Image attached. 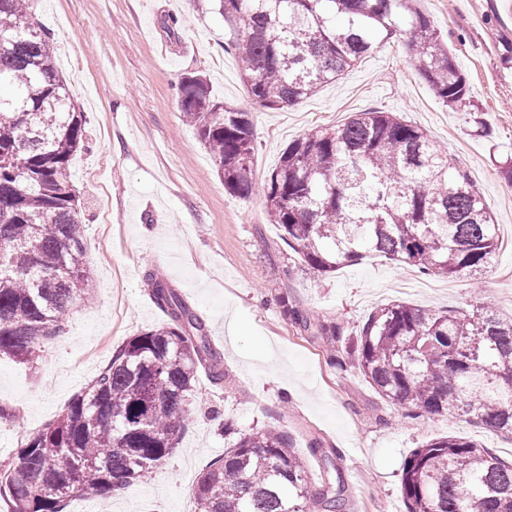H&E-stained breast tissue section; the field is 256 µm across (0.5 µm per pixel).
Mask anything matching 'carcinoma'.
<instances>
[{"label":"carcinoma","instance_id":"obj_1","mask_svg":"<svg viewBox=\"0 0 512 512\" xmlns=\"http://www.w3.org/2000/svg\"><path fill=\"white\" fill-rule=\"evenodd\" d=\"M34 0H0V356L40 357L90 295L84 216L70 164L86 118L72 103ZM224 21L254 105L293 106L393 38H405L436 99L478 111L467 79L415 0H194ZM178 110L224 189L250 179L251 113L212 99L204 79L179 83ZM271 223L304 266L327 273L374 254L425 275L476 278L499 248L496 224L467 173L421 129L391 112H357L282 153L263 188ZM166 323L130 337L56 421L31 434L0 476L12 512H63L75 493L104 495L162 467L184 427L199 371L224 384L205 321L149 269ZM387 404L411 416L456 415L512 435V320L492 304L469 313L405 302L375 308L344 346ZM336 483L313 481L288 433H240L200 473L198 512H346ZM407 512H512V463L458 436L412 449L401 472Z\"/></svg>","mask_w":512,"mask_h":512}]
</instances>
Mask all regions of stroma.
I'll list each match as a JSON object with an SVG mask.
<instances>
[{"label":"stroma","instance_id":"35a3bbf8","mask_svg":"<svg viewBox=\"0 0 512 512\" xmlns=\"http://www.w3.org/2000/svg\"><path fill=\"white\" fill-rule=\"evenodd\" d=\"M465 74L489 136L472 113L443 106L400 38L385 42L316 95L278 110L253 106L224 24L193 0H36L57 67L84 112L88 138L71 167L84 216L93 297L75 307L42 356L0 357V465L57 418L135 334L165 321L148 295L154 269L202 315L224 353L223 384L199 374L172 455L124 491L67 501L64 512H195L202 468L222 457V426L288 431L312 477L341 466L348 512H406L403 462L413 448L454 434L512 461V438L462 419H412L374 393L353 365L334 366L321 337L284 317L280 298L312 321L359 332L374 307L407 302L469 311L490 300L512 319V0H418ZM213 99L253 116L254 193H228L196 131L182 122L177 87L187 73ZM395 112L467 171L499 226L502 245L479 281L426 276L379 256L333 273L303 267L267 215L262 185L289 142L352 113ZM330 460L308 453L311 441Z\"/></svg>","mask_w":512,"mask_h":512}]
</instances>
